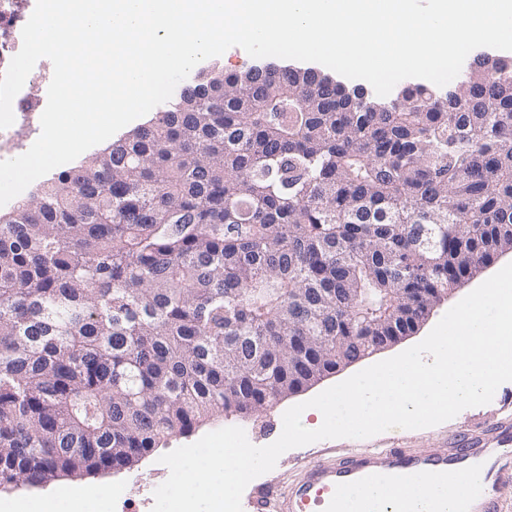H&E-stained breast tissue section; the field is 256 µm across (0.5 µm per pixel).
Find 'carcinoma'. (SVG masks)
Listing matches in <instances>:
<instances>
[{
	"mask_svg": "<svg viewBox=\"0 0 512 512\" xmlns=\"http://www.w3.org/2000/svg\"><path fill=\"white\" fill-rule=\"evenodd\" d=\"M212 78L0 210V485L131 468L418 330L512 251V85Z\"/></svg>",
	"mask_w": 512,
	"mask_h": 512,
	"instance_id": "obj_1",
	"label": "carcinoma"
}]
</instances>
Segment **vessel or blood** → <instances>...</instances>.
<instances>
[{
    "label": "vessel or blood",
    "instance_id": "obj_1",
    "mask_svg": "<svg viewBox=\"0 0 512 512\" xmlns=\"http://www.w3.org/2000/svg\"><path fill=\"white\" fill-rule=\"evenodd\" d=\"M454 486L447 496L446 486ZM388 489L380 512H408L397 496L406 486L427 491L428 512H512V409L453 432L447 448H365L349 456L310 459L304 475L283 487L261 490L253 512H349L348 490Z\"/></svg>",
    "mask_w": 512,
    "mask_h": 512
}]
</instances>
